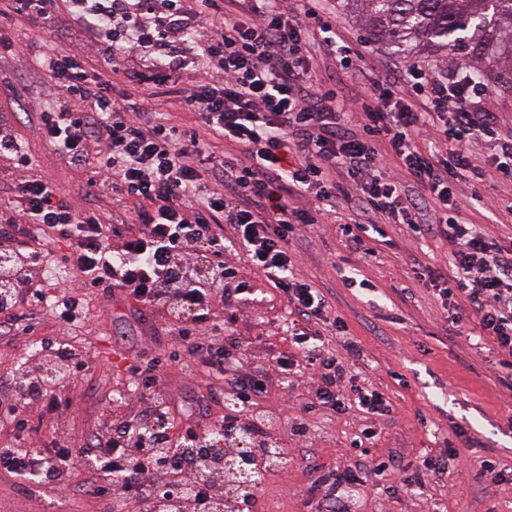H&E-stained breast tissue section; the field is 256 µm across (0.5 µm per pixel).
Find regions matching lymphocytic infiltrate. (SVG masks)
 <instances>
[{"mask_svg":"<svg viewBox=\"0 0 512 512\" xmlns=\"http://www.w3.org/2000/svg\"><path fill=\"white\" fill-rule=\"evenodd\" d=\"M190 2L0 0V20L48 33L64 19L93 47L87 59L52 44L0 36V58L30 57L38 78L63 96L30 105L29 120L44 144L66 165L86 169L89 186L129 208L125 242L113 249L112 224L98 202L75 210L53 180L33 173L25 145L0 120V156L23 174L0 198V312L44 306L65 329L86 318L84 298L41 277L53 257L76 270L86 287L121 292L138 313L165 311L169 333L187 342L197 366L223 378L228 412L207 430L189 427L172 436L176 406L159 385L158 362L125 356L124 370L152 419L129 417L95 433L96 471L116 478L126 496L152 506L173 497L157 489L158 471L194 480L191 512H216L213 486L199 477L194 449L218 431L231 442L269 437L256 410L267 379L242 373L240 347L227 344L223 323L211 318L213 302L233 306L254 293L237 266L225 262L226 249L241 251L299 316L323 319L325 297L295 276L290 243L298 230L321 223L322 202L356 196L363 211L385 223L416 227L453 246L454 276L431 270L428 279L448 305L466 296L479 338L492 341L503 354L501 367L512 371V247L489 241L458 219L465 204L451 186L471 166V143L490 137L494 126L493 115L480 105L489 86L469 83L466 67L408 61L368 80L354 101L315 76L313 53L320 44L337 53L339 83L359 80L365 66L362 55L337 43L322 0H303L299 7L288 0H227L220 26ZM192 29L207 31V38L191 40ZM148 48L152 70L129 73V86H180L196 130L157 122L130 95H113L118 60ZM199 57L210 61V71L182 87ZM345 120L358 123L361 134L345 136ZM431 133L445 141V151L418 147V139ZM216 138L233 144V151L213 155ZM392 159L399 168L390 174ZM205 161L211 187L199 173ZM339 167L348 177L344 189L331 179ZM407 181L420 197L404 190ZM295 193L314 194L317 208L293 207L289 197ZM294 342L317 381V404L343 410L346 358L302 333ZM10 387L13 399L0 408V423L16 432L26 430L28 409L59 407L55 390L34 371L13 375ZM81 455V446L56 440L30 451L0 448V469L32 482L55 481L70 477Z\"/></svg>","mask_w":512,"mask_h":512,"instance_id":"1","label":"lymphocytic infiltrate"}]
</instances>
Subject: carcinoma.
Wrapping results in <instances>:
<instances>
[{
	"label": "carcinoma",
	"instance_id": "1",
	"mask_svg": "<svg viewBox=\"0 0 512 512\" xmlns=\"http://www.w3.org/2000/svg\"><path fill=\"white\" fill-rule=\"evenodd\" d=\"M368 39L397 52L417 48L512 63V0H337Z\"/></svg>",
	"mask_w": 512,
	"mask_h": 512
}]
</instances>
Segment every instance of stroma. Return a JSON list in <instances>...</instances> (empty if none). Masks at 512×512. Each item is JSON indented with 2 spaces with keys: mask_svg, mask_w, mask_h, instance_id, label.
I'll return each instance as SVG.
<instances>
[{
  "mask_svg": "<svg viewBox=\"0 0 512 512\" xmlns=\"http://www.w3.org/2000/svg\"><path fill=\"white\" fill-rule=\"evenodd\" d=\"M327 8L335 13L337 36L365 57L372 75L405 61V54L367 40L362 26L338 12L334 0ZM488 82L483 107L495 116L494 133L471 149L472 163L485 176L479 180L467 172L458 184L461 197L475 194L481 202L461 211L460 218L487 238L507 244L512 242V215L505 207L512 204V183L498 179L494 169L500 144L512 139V79L494 68ZM4 83L27 87L32 99L55 95L38 81L33 62L24 58L0 59V85ZM114 91L148 97L150 108L169 123L187 130L194 126L175 86L143 91L119 79ZM0 118L29 146L35 173L55 180L75 209L85 208V172L67 167L46 150L20 103L3 93ZM360 219L344 200H337L323 224L303 233L292 248L297 276L324 295L329 314L345 321L348 336L361 349L360 357L348 363L349 374L383 392L392 404L390 415L375 419L377 434L366 441L362 453L350 446L363 422L354 409L316 407L305 416L304 434L294 433L298 407L311 402L316 390L308 373L287 377L275 364L276 357L296 352L288 332L296 314L244 256L231 257L253 285L254 296L235 307L227 334L247 350L244 372L261 373L269 381L258 409L272 417L271 433L288 450L287 459L256 489L254 512H326L331 501L335 512H512V481L497 480L481 467L482 460L492 459L498 469L512 472V378L500 367L493 343L471 338L474 314L468 302L459 301L456 312L445 311L430 285L415 273L422 265L452 276L447 241L417 234L406 224H387L385 239L373 241L374 253L364 259L341 232L343 223ZM363 279L368 282L364 288L359 285ZM66 285L86 300L84 324L59 329L49 310L41 309L14 335H0V381L11 377L19 358L30 356L36 341L50 336L73 344L86 361L84 374L61 388V405L54 414L44 417L39 409L28 410L29 425L22 436L0 429V448H43L54 438L84 442L110 422L141 414L136 391L116 366V352L135 349L154 356L181 347L166 332L161 315L135 318L121 294L85 287L73 271ZM161 376L165 394L194 412L200 423L223 416V379L198 370L190 357L169 362ZM452 448L457 458L445 469H421L423 456H439ZM375 459L388 461L389 469L352 491L318 481L321 474ZM86 479L82 469L67 487L51 484L30 494L21 478L0 471V512H44L52 505L59 512H145L144 503L117 490L104 497L86 493Z\"/></svg>",
  "mask_w": 512,
  "mask_h": 512,
  "instance_id": "stroma-1",
  "label": "stroma"
}]
</instances>
